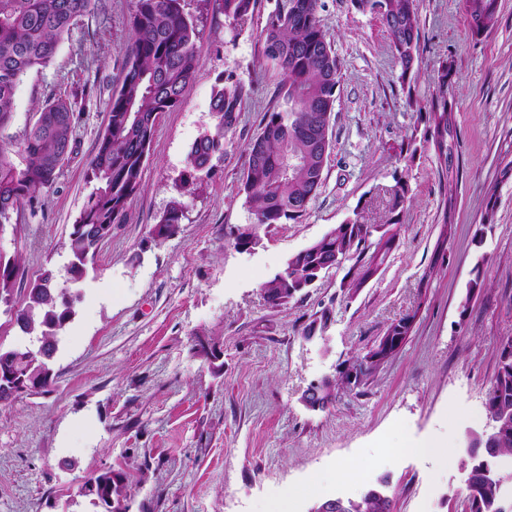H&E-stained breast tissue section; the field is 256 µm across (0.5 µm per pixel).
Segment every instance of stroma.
<instances>
[{
    "mask_svg": "<svg viewBox=\"0 0 512 512\" xmlns=\"http://www.w3.org/2000/svg\"><path fill=\"white\" fill-rule=\"evenodd\" d=\"M275 4L256 0L234 26L221 0H184L200 66L180 106L158 117L127 224L77 285L65 243L94 188L89 164L134 38L131 0H101L46 68L18 81L8 135L21 136L53 96L74 102L78 120L37 208L0 229V254L31 280L54 269L77 302L59 334L53 392L0 405V512H90L79 490L111 467L130 475V512H310L360 498L383 476L394 512H465L462 462L487 421L496 348L512 336V0H499L496 26L480 37L463 0H416L420 53L407 82L379 17L351 0H320L340 69L323 183L302 218L260 229L261 244L245 251L234 237L253 221L238 192L247 146L282 102V71L261 36ZM444 60L456 125L443 166L422 136ZM228 78L250 95L223 160L183 190L188 154L213 130L212 98ZM402 169L409 193L397 246L355 297L340 288L347 261L288 306L266 302L262 283L291 255L355 213L382 223ZM174 201L179 233L153 240L150 227ZM477 266L485 286L470 298ZM324 314V332L305 339ZM409 314V336L373 379L326 409L303 405L308 387ZM201 341L218 362L197 353ZM348 463L351 478L340 474Z\"/></svg>",
    "mask_w": 512,
    "mask_h": 512,
    "instance_id": "stroma-1",
    "label": "stroma"
}]
</instances>
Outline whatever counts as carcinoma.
<instances>
[{
    "mask_svg": "<svg viewBox=\"0 0 512 512\" xmlns=\"http://www.w3.org/2000/svg\"><path fill=\"white\" fill-rule=\"evenodd\" d=\"M96 0H0V225L25 205L34 206L35 193L53 185L63 161L71 150L74 129L72 103L62 97L46 101L24 138L3 136L15 110V88L24 73L47 67L65 35L83 17L93 12ZM224 17L242 24L252 13L255 0H223ZM360 12L381 18L401 66L400 79L413 71L420 47V20L415 0H353ZM473 34L479 36L498 22V0H463ZM319 0H276L265 29L264 53L280 64L284 108L264 114L261 132L247 147V164L239 192L245 195L254 216L250 228L257 231L274 224L296 221L307 211L322 185L323 171L331 147L329 129L336 106L338 60L318 17ZM129 25L134 41L125 50L121 85L112 93L109 119L91 160L93 191L75 219L65 243L71 260L69 273L77 282L84 277V260L95 257L100 234L110 225L127 223L131 200L139 191L142 170L153 140L156 118L181 103L184 89L194 78L200 63L199 32L194 20L184 13L182 0H133ZM448 62L439 67L438 91L428 113L424 141L433 143L440 165H448V135L455 127L448 109ZM245 99L243 86L227 82L217 91L212 104L217 123L203 135L189 154L187 187L212 171L214 159H224L225 133L238 120ZM25 156V166L14 155ZM389 213L383 224H366L360 213L339 224L306 251L288 259V273L265 282L262 292L273 307L286 306L299 293L298 284L316 265L337 255L356 258L357 273L342 284L352 297L375 274L393 249L409 193L405 174L394 175ZM183 216L175 201L153 225L151 234L159 239L175 236ZM25 272L12 260L0 263V301L10 302L16 280ZM75 298L55 283L52 271L22 290L13 305L19 329L31 342L53 355L58 334L75 316ZM497 371L486 394L487 417L509 420L492 447L485 452V432L474 435L473 447L480 448L493 463L512 455V336L497 348ZM50 362L28 347L0 349V373L14 378L0 382V403L28 393L27 383L40 381L41 392L54 385ZM467 512H504L498 480L483 468L467 470ZM81 495L99 512H129L130 496L126 475L112 469L99 473L85 484ZM393 499L365 496L346 502V512H393Z\"/></svg>",
    "mask_w": 512,
    "mask_h": 512,
    "instance_id": "carcinoma-1",
    "label": "carcinoma"
}]
</instances>
